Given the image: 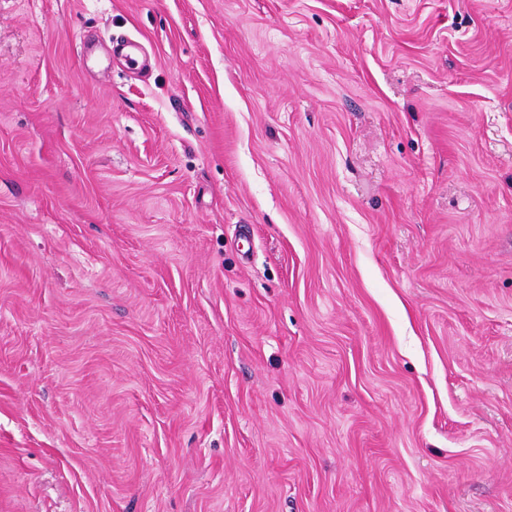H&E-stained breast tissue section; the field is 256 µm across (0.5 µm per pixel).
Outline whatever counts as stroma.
<instances>
[{
    "label": "stroma",
    "mask_w": 512,
    "mask_h": 512,
    "mask_svg": "<svg viewBox=\"0 0 512 512\" xmlns=\"http://www.w3.org/2000/svg\"><path fill=\"white\" fill-rule=\"evenodd\" d=\"M0 512H512V0H0Z\"/></svg>",
    "instance_id": "obj_1"
}]
</instances>
